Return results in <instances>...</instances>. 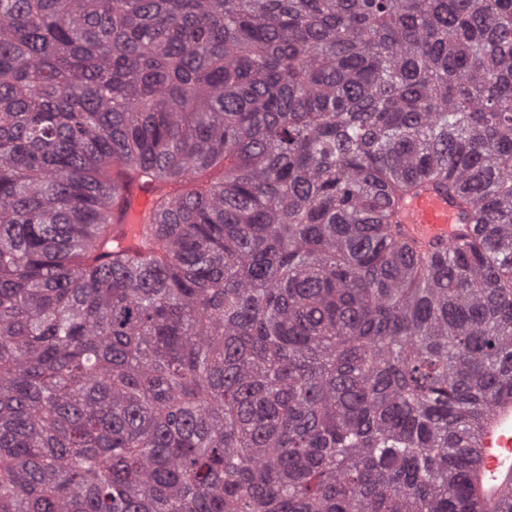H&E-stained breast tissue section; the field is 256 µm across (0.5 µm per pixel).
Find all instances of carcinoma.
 Returning <instances> with one entry per match:
<instances>
[{
	"label": "carcinoma",
	"instance_id": "cac0c4a2",
	"mask_svg": "<svg viewBox=\"0 0 512 512\" xmlns=\"http://www.w3.org/2000/svg\"><path fill=\"white\" fill-rule=\"evenodd\" d=\"M503 397L512 0H0V512H486ZM401 220L411 238L441 240L448 246L458 240L460 218L448 197L426 186L401 210ZM477 443L480 458L472 479L487 509L493 511L505 487L512 488V397L492 405L482 422Z\"/></svg>",
	"mask_w": 512,
	"mask_h": 512
}]
</instances>
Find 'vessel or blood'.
<instances>
[{
    "label": "vessel or blood",
    "instance_id": "obj_1",
    "mask_svg": "<svg viewBox=\"0 0 512 512\" xmlns=\"http://www.w3.org/2000/svg\"><path fill=\"white\" fill-rule=\"evenodd\" d=\"M409 237L454 244L460 218L446 196L424 187L401 210ZM479 463L472 479L481 499L497 505L506 486H512V397L496 401L485 416L478 433Z\"/></svg>",
    "mask_w": 512,
    "mask_h": 512
}]
</instances>
